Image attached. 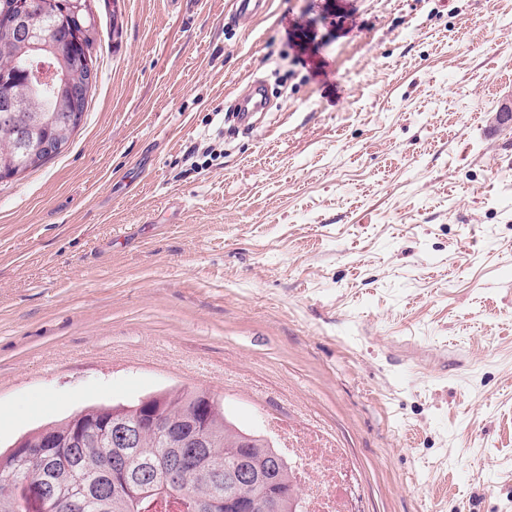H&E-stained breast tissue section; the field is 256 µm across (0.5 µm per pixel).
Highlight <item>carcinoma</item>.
I'll return each mask as SVG.
<instances>
[{
    "mask_svg": "<svg viewBox=\"0 0 512 512\" xmlns=\"http://www.w3.org/2000/svg\"><path fill=\"white\" fill-rule=\"evenodd\" d=\"M16 17L14 0H0V106L14 109L0 121V170L23 174L50 160L28 157L26 150L46 140L66 145L74 130L71 89L56 91L28 79L29 49L10 31ZM43 24L41 51L72 84H84L81 58L93 55L99 40L94 14L87 8L74 19L69 0H54ZM18 122L29 126L25 143L12 131ZM154 408L164 427L182 431L202 422L204 448L182 466L178 488L166 481L177 452L163 427L145 423L136 446L114 448L103 431L111 409L93 406L27 435V447L43 449L39 456L24 460L13 448L0 453V474L10 476L7 485L0 484V512H195L215 501L228 502V512H266L264 487L279 493L277 512H298L300 488L278 445L258 432L243 443L242 429L208 392H169L155 399ZM75 438L80 447H68ZM33 490L42 492L44 502L29 497Z\"/></svg>",
    "mask_w": 512,
    "mask_h": 512,
    "instance_id": "obj_1",
    "label": "carcinoma"
}]
</instances>
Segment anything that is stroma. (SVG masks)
Masks as SVG:
<instances>
[{"instance_id":"stroma-1","label":"stroma","mask_w":512,"mask_h":512,"mask_svg":"<svg viewBox=\"0 0 512 512\" xmlns=\"http://www.w3.org/2000/svg\"><path fill=\"white\" fill-rule=\"evenodd\" d=\"M90 7L81 126L0 181V448L198 388L356 512H512V0ZM269 108L264 84L254 80L250 83L248 92L237 98L232 118L244 128H249L255 124L254 117L259 113L268 112Z\"/></svg>"}]
</instances>
